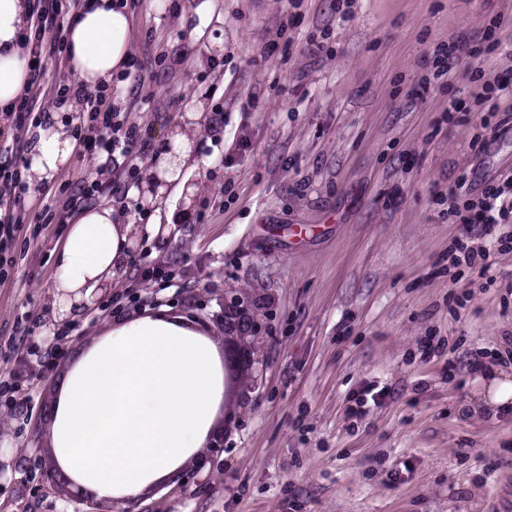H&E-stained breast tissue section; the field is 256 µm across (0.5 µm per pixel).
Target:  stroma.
Masks as SVG:
<instances>
[{
	"mask_svg": "<svg viewBox=\"0 0 512 512\" xmlns=\"http://www.w3.org/2000/svg\"><path fill=\"white\" fill-rule=\"evenodd\" d=\"M201 2L128 0L132 67L116 100L156 141L191 108L206 112L189 219L160 230L143 214L144 188L108 193L111 174H143L127 157L79 152L31 188L14 279L0 287V369L12 364L11 337L45 346L55 315L50 284L67 227L36 217L94 168L100 204L122 210L141 238L113 295L159 268L166 277L149 280L146 295L169 315L200 314L213 340L225 296L251 300L256 323L240 342L244 361L224 375L232 422L217 476L193 490L172 478L117 512H512V411H478L486 380L467 367L477 359L512 378V243L483 240L486 275L448 270V248L464 235L448 190L462 174L512 172V131L475 153L474 116L449 109L476 92L470 72L431 79L439 43L512 17V0H355L346 21L334 0H303L283 34L284 0H214L222 29L196 41L179 19ZM322 37L330 52L311 61L303 49ZM426 80L427 95L412 100ZM135 313L81 318L52 370L23 383L27 415L0 397V504L11 512H76L57 487L30 483V423L77 352ZM424 339L441 353L424 359ZM374 381L391 397L347 417Z\"/></svg>",
	"mask_w": 512,
	"mask_h": 512,
	"instance_id": "obj_1",
	"label": "stroma"
}]
</instances>
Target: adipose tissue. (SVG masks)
I'll list each match as a JSON object with an SVG mask.
<instances>
[{
    "mask_svg": "<svg viewBox=\"0 0 512 512\" xmlns=\"http://www.w3.org/2000/svg\"><path fill=\"white\" fill-rule=\"evenodd\" d=\"M29 14L28 0H0V109L28 85ZM130 30L124 0H90L67 31L69 75L91 89L107 85L129 62ZM167 142L165 183L151 201L174 224L183 218L179 200L196 191L186 171L201 160L194 133L176 128ZM77 148L64 126L42 133L32 180L53 177ZM132 231L112 208L83 209L57 251L55 293L111 280L126 263ZM223 399L215 342L181 319L140 315L116 322L72 361L49 411L51 446L64 475L96 497L135 499L209 443Z\"/></svg>",
    "mask_w": 512,
    "mask_h": 512,
    "instance_id": "1",
    "label": "adipose tissue"
}]
</instances>
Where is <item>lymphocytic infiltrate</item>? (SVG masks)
Instances as JSON below:
<instances>
[{
  "label": "lymphocytic infiltrate",
  "instance_id": "1",
  "mask_svg": "<svg viewBox=\"0 0 512 512\" xmlns=\"http://www.w3.org/2000/svg\"><path fill=\"white\" fill-rule=\"evenodd\" d=\"M31 12L25 31L29 50V83L10 111L0 113V285L13 275L14 261L9 251L23 228L22 205L29 192L23 162L32 148L38 129L46 127L52 108L78 99L84 105L86 118L77 140L91 158L113 159L150 156L153 143L138 124L122 116L112 92L86 93L66 77L49 80V64L61 63L66 49L70 9L63 0H30ZM506 26L504 16L492 18L478 36L459 35L434 49V78L452 77L458 65H468L480 87L472 98L451 101L453 112H475L479 115L473 150H482L508 125L512 112L501 109L503 95H512V67L492 70L491 64L501 46ZM448 214L463 224L471 242L459 245L453 264H466L479 274L490 268L489 256L479 246V236L492 234L495 227L512 223V176L490 178L481 189H473L467 176H459L448 191Z\"/></svg>",
  "mask_w": 512,
  "mask_h": 512
}]
</instances>
